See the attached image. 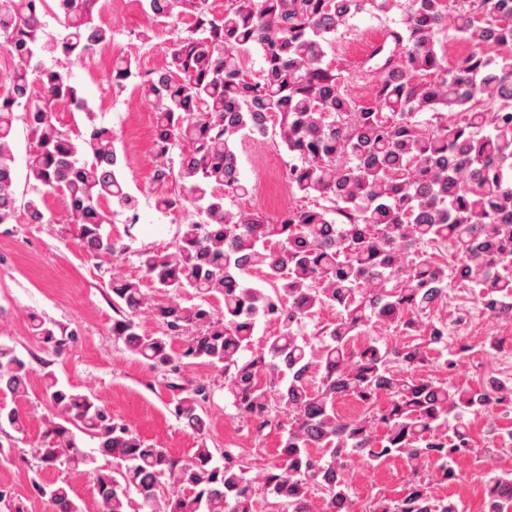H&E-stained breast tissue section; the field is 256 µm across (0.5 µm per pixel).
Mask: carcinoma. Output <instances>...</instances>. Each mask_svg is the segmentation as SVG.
I'll list each match as a JSON object with an SVG mask.
<instances>
[{"instance_id":"cac0c4a2","label":"carcinoma","mask_w":512,"mask_h":512,"mask_svg":"<svg viewBox=\"0 0 512 512\" xmlns=\"http://www.w3.org/2000/svg\"><path fill=\"white\" fill-rule=\"evenodd\" d=\"M54 2L61 28L46 36V0H0V48L12 63L0 81V225L17 222L20 108L35 193L23 203L27 223H44L42 200L54 195L86 255L115 259L130 247L106 229L110 205L134 212L138 201L126 189L112 131L95 124L69 72L42 60L56 53L85 59L115 34L98 20L99 0ZM178 6L191 21L167 48L165 66L143 75L117 57L110 80L152 97L155 208L190 209L197 219L181 225L174 251L136 252L155 295L111 271L112 335L166 372L197 362L224 367L240 418L260 432L278 409L287 428L277 460L251 478L244 459L226 448L219 462L205 443L208 386L173 402V415L200 440L191 457L177 460L48 371L50 414L35 456L41 468L67 477L36 482L35 492L51 512H81L73 479L87 476L99 512H127L133 490L145 512H254L260 489L288 512H318L310 492L319 487L326 512H355L346 462L400 458L412 473L403 495L376 497L365 512H463L460 502L434 496L430 484L459 479L458 457L479 453L466 416L512 401V382L464 387L414 372L433 352L453 371L474 349L448 342L447 324L430 319L449 281L469 286L486 308L512 313V0H224L218 12L210 0H146L143 11L160 22ZM395 11L401 19L386 31L390 43L372 54L374 103L365 106L346 92L347 63L328 55L357 15ZM450 30L470 47L452 62ZM254 52L262 60L256 72L245 63ZM63 105L86 115L87 131L63 129ZM271 128L298 159L288 169L292 190L313 200L276 220L227 207L253 191L236 143L265 138ZM251 272L272 292L246 285ZM188 290L201 302L184 303ZM213 297L223 299L219 314ZM325 308L336 317L318 332L315 353L305 328ZM143 312L165 332L141 331ZM260 317L280 330L252 353ZM371 323L392 325L407 340L355 346ZM28 329L57 355L74 336L35 313ZM30 375L29 363L0 344L1 432H25L27 416L5 399L25 396ZM343 397L360 400L362 416L340 414ZM77 430L97 439L115 469L89 468ZM487 486L491 512H512V471Z\"/></svg>"}]
</instances>
